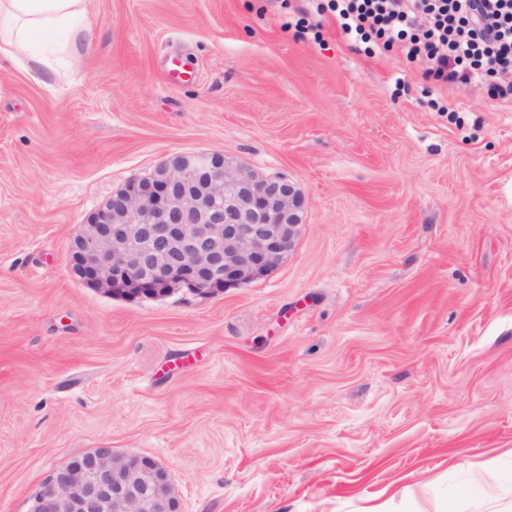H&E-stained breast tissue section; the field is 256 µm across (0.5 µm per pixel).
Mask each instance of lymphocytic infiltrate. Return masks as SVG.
I'll use <instances>...</instances> for the list:
<instances>
[{
    "label": "lymphocytic infiltrate",
    "instance_id": "1",
    "mask_svg": "<svg viewBox=\"0 0 512 512\" xmlns=\"http://www.w3.org/2000/svg\"><path fill=\"white\" fill-rule=\"evenodd\" d=\"M344 36L400 49L442 83L512 74V0H328Z\"/></svg>",
    "mask_w": 512,
    "mask_h": 512
}]
</instances>
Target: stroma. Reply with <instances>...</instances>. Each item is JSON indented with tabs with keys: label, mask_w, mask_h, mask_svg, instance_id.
I'll use <instances>...</instances> for the list:
<instances>
[{
	"label": "stroma",
	"mask_w": 512,
	"mask_h": 512,
	"mask_svg": "<svg viewBox=\"0 0 512 512\" xmlns=\"http://www.w3.org/2000/svg\"><path fill=\"white\" fill-rule=\"evenodd\" d=\"M326 3L91 0L78 68L0 69V512L103 445L182 512H512V95ZM177 152L295 183L288 259L211 298L75 280L87 217Z\"/></svg>",
	"instance_id": "stroma-1"
}]
</instances>
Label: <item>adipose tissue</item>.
I'll return each instance as SVG.
<instances>
[{"instance_id":"adipose-tissue-1","label":"adipose tissue","mask_w":512,"mask_h":512,"mask_svg":"<svg viewBox=\"0 0 512 512\" xmlns=\"http://www.w3.org/2000/svg\"><path fill=\"white\" fill-rule=\"evenodd\" d=\"M89 0H0V67L25 66L32 79L49 82L51 57L78 66L96 37Z\"/></svg>"}]
</instances>
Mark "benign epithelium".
I'll list each match as a JSON object with an SVG mask.
<instances>
[{
	"instance_id": "7a95c632",
	"label": "benign epithelium",
	"mask_w": 512,
	"mask_h": 512,
	"mask_svg": "<svg viewBox=\"0 0 512 512\" xmlns=\"http://www.w3.org/2000/svg\"><path fill=\"white\" fill-rule=\"evenodd\" d=\"M304 199L281 176L221 153H177L93 212L70 241L74 278L134 301L179 289L214 296L277 269L301 237ZM30 512H181L170 472L94 448L65 461Z\"/></svg>"
}]
</instances>
